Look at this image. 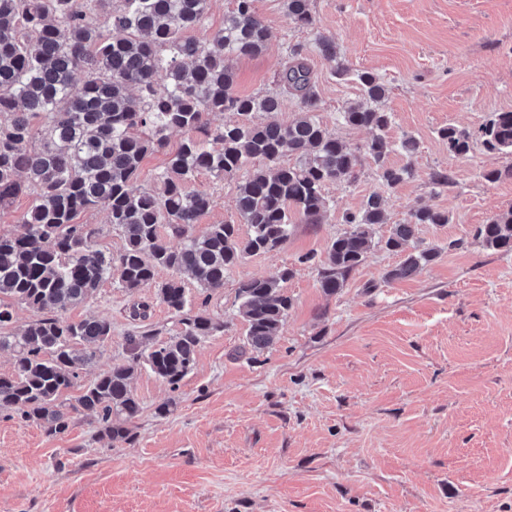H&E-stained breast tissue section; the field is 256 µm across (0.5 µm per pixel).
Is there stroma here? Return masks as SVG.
<instances>
[{
	"mask_svg": "<svg viewBox=\"0 0 512 512\" xmlns=\"http://www.w3.org/2000/svg\"><path fill=\"white\" fill-rule=\"evenodd\" d=\"M255 6L269 38L262 54L231 59L238 91H277L291 47H302L320 121L362 148L371 132L345 124L342 111L362 96L354 72H374L388 87L380 107L392 115L389 139L418 143L413 177L387 188L362 153L353 178L324 186L320 223L295 222L279 250L243 259L218 291L189 286L224 330L201 342L178 388L136 370L130 440L100 434L83 413L51 436L1 410L0 512H512V252L475 236L512 208V178L483 177L511 167L512 153L476 140L455 155L438 135L450 124L474 132L512 111V0H311V28L291 23L281 0ZM322 34L335 38L337 62L320 53ZM340 63L350 70L342 79ZM440 170L450 186L433 184ZM238 184L206 174L189 182L213 200L196 233L237 223ZM374 193L386 221L344 288L325 295L317 261L346 231L345 213ZM425 205L451 217L418 228L440 257L386 281L401 260L384 246L391 225ZM284 266L292 307L280 337L244 351L237 283ZM138 303L149 306L142 322L130 316ZM67 315L112 323L80 374L85 386L127 358V333L149 332L154 344L179 328L155 289L132 293L113 276ZM169 399L173 411L158 415Z\"/></svg>",
	"mask_w": 512,
	"mask_h": 512,
	"instance_id": "stroma-1",
	"label": "stroma"
}]
</instances>
